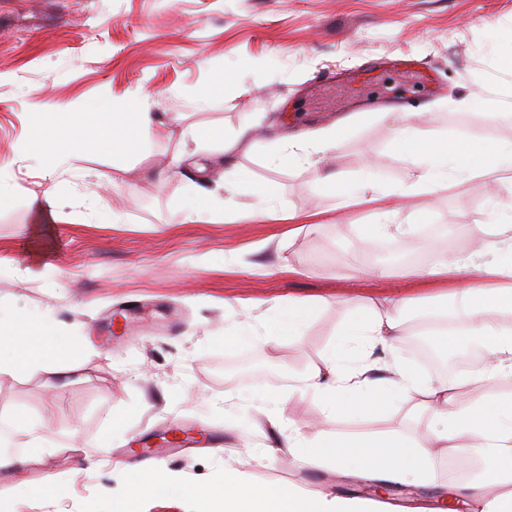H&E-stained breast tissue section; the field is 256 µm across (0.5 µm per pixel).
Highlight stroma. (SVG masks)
<instances>
[{
  "label": "stroma",
  "instance_id": "obj_1",
  "mask_svg": "<svg viewBox=\"0 0 512 512\" xmlns=\"http://www.w3.org/2000/svg\"><path fill=\"white\" fill-rule=\"evenodd\" d=\"M512 0H0V310L46 319L44 344L65 345L70 382L54 387L40 371L0 376V421L10 430V461L0 466V512H112L133 481L134 453L155 450L154 467L183 478L156 485L146 512H196L184 485L224 469L258 485H289L374 502L377 512H474L468 474L399 485L316 466L268 447L287 436H418L429 417L407 402L381 414L329 407L302 389L350 322L383 296L402 299L407 330L445 316L463 288H497L472 269L454 277L414 276L444 254L426 225L471 252L474 224H511L481 180L463 176L430 193L399 194L419 180L422 160L395 144L397 111L418 112L427 143L466 137L487 150L512 145ZM419 63L421 83L377 73L348 86L337 73L386 59ZM368 104L346 125L328 167L359 185L375 177L371 200L346 204L320 188L306 166L286 162L283 135L336 124L352 95ZM148 100L159 125L131 134L130 148L88 147L56 167L65 142L48 144L49 113L71 121L90 101L112 112ZM498 100L493 118L478 115ZM253 129L235 162L241 175L223 196H197L193 164L160 180L193 130L232 139ZM128 166L126 183L108 190L100 172ZM52 189L61 216L43 224L33 196ZM198 209L201 219L187 223ZM116 214V224L103 218ZM371 224L390 225L383 236ZM325 304L295 338L280 336L272 307L291 299ZM188 324L163 335L169 311ZM465 404L512 396V375L476 383L471 368L449 367ZM277 406L270 421L264 409ZM216 434L223 446L169 452L173 427ZM52 476L50 490L36 493Z\"/></svg>",
  "mask_w": 512,
  "mask_h": 512
}]
</instances>
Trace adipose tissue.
Returning a JSON list of instances; mask_svg holds the SVG:
<instances>
[{
    "mask_svg": "<svg viewBox=\"0 0 512 512\" xmlns=\"http://www.w3.org/2000/svg\"><path fill=\"white\" fill-rule=\"evenodd\" d=\"M82 116L100 121L97 144L113 150L125 147L128 130L150 132L158 125L155 113L145 101L129 112L124 125L111 118L109 107L103 102L88 104ZM420 119V113H402L401 122L394 129L397 143L410 150L422 148L427 153V176L419 186L420 191H435L447 184L449 173L464 172L512 194V147L497 151L486 166L477 167L472 160L483 153L482 145L469 140L423 145ZM338 134V128L332 127L315 136L298 135L282 140L280 149L288 158L317 166L321 188L349 198L354 196V188L319 167L325 156L336 150ZM498 232L495 224L473 225L472 237L477 249L465 258L445 257L434 270L435 276L448 277L471 267L511 282L507 288H466L458 296L452 333L476 340L485 352L484 360L472 375L477 382L512 373V325L501 323L503 317L512 315V240L501 242L496 248L488 246L487 237ZM405 309V303L399 300L372 301L367 314L350 325L323 365L309 371L303 382L307 389L329 403L346 401L376 413L396 403L418 401L430 416L427 431L414 438L375 436L327 440L318 436L304 445L288 441V450L309 464H331L355 473L371 472L388 482L420 484L436 481L438 449H454L457 463L469 470L474 464L471 451L477 448L482 453L484 468L466 484L471 498L479 504L480 512H512V398L464 409L460 406L456 380L425 383L398 369L384 380L380 390L373 391L364 368L343 365L353 340L364 341L371 349L379 346L394 350L406 334ZM14 325L26 341L18 346L10 360L0 361V373L37 369L67 381L71 368L65 351L37 345L41 322L19 312L14 316ZM190 494L209 504L212 512H371L356 498L321 492L310 494L290 486L260 487L248 473L237 469L225 470L218 482L191 487Z\"/></svg>",
    "mask_w": 512,
    "mask_h": 512,
    "instance_id": "obj_1",
    "label": "adipose tissue"
}]
</instances>
